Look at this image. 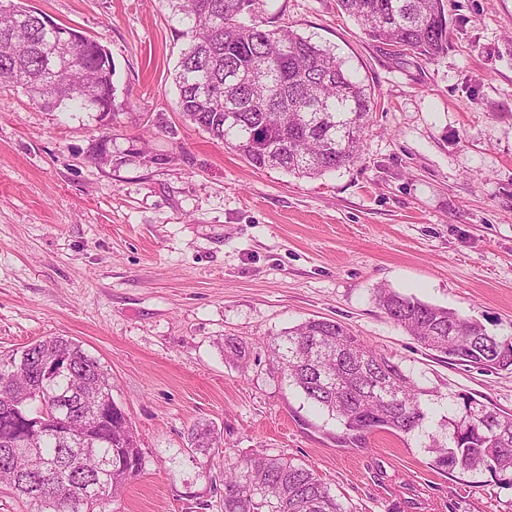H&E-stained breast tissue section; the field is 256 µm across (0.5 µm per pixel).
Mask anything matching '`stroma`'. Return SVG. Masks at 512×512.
Masks as SVG:
<instances>
[{"label": "stroma", "instance_id": "1", "mask_svg": "<svg viewBox=\"0 0 512 512\" xmlns=\"http://www.w3.org/2000/svg\"><path fill=\"white\" fill-rule=\"evenodd\" d=\"M28 4L111 52L116 118L0 89V349L61 335L107 366L144 458L123 512H224V469L253 453L311 466L348 512H512V486L435 469L425 438L346 439L269 351L333 319L434 389L439 440L461 395L512 411V370L452 366L373 302L390 288L512 336V0H444L433 61L388 53L337 0H256L255 21L333 47L374 93L358 159L315 180L255 169L183 118L166 0ZM197 423L222 447L190 452Z\"/></svg>", "mask_w": 512, "mask_h": 512}]
</instances>
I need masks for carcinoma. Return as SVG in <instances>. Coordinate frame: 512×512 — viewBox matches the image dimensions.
<instances>
[{"mask_svg":"<svg viewBox=\"0 0 512 512\" xmlns=\"http://www.w3.org/2000/svg\"><path fill=\"white\" fill-rule=\"evenodd\" d=\"M171 17L189 37L174 73L183 117L258 169L315 179L355 162L373 95L332 49L289 26L245 24L255 0H167ZM372 41L395 55L436 60L447 51L443 0H338ZM98 42L79 50L58 45L44 16L0 12V88L21 90L48 112H96L103 90H115L114 69L97 55ZM377 307L424 348L468 368L512 367V337L487 333L457 312L380 288ZM272 361L298 389L359 439L385 430L428 435L426 397L433 391L386 353L342 323L308 319L271 337ZM65 358L41 379L27 362ZM112 399V375L82 345L45 336L0 350V482L31 512H96L91 491L121 502L142 471L132 424L121 415L97 423L81 410ZM445 419L448 441L429 446L432 466L464 472L487 468L512 476V413L461 397ZM55 426L24 448L26 424L44 414ZM188 445L201 454L218 447L208 424L193 426ZM224 512H350L310 468L281 455L252 454L224 472Z\"/></svg>","mask_w":512,"mask_h":512,"instance_id":"cac0c4a2","label":"carcinoma"}]
</instances>
